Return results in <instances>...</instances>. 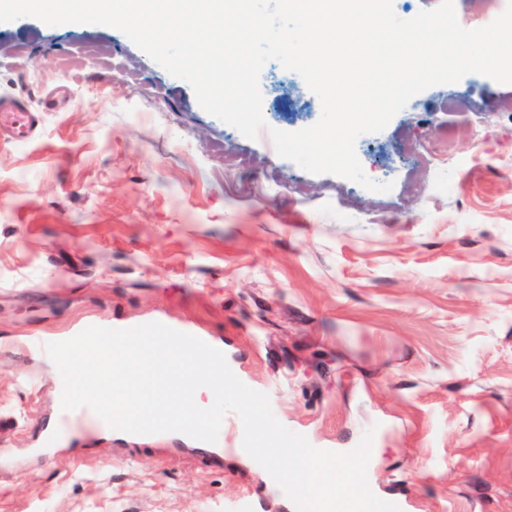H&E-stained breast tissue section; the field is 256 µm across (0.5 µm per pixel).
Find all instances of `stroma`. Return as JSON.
Masks as SVG:
<instances>
[{"instance_id": "obj_1", "label": "stroma", "mask_w": 512, "mask_h": 512, "mask_svg": "<svg viewBox=\"0 0 512 512\" xmlns=\"http://www.w3.org/2000/svg\"><path fill=\"white\" fill-rule=\"evenodd\" d=\"M266 123L317 122L297 73ZM0 96L40 118L0 140V512H297L240 433L60 435L31 336L159 319L213 337L316 448L372 433L373 486L404 512H512V116L447 139L512 84L470 73L414 96L358 158L374 193L280 158L205 112L120 30L0 23ZM435 148L437 172L413 156Z\"/></svg>"}]
</instances>
